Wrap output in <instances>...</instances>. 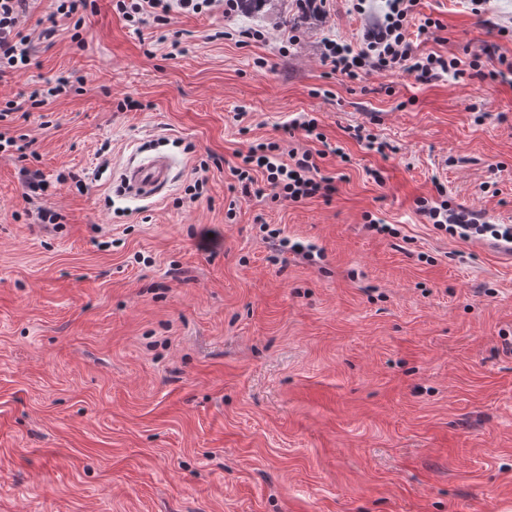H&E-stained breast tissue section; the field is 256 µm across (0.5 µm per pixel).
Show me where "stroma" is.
Returning a JSON list of instances; mask_svg holds the SVG:
<instances>
[{"label":"stroma","mask_w":512,"mask_h":512,"mask_svg":"<svg viewBox=\"0 0 512 512\" xmlns=\"http://www.w3.org/2000/svg\"><path fill=\"white\" fill-rule=\"evenodd\" d=\"M52 10L38 0L34 60L0 79L47 181L28 198L19 151L0 153V512H512V252L415 205L512 225V85L332 72L324 42H359L384 0L160 30L95 0L80 45L64 19L41 39ZM427 18L423 51L512 58V0H417L411 27ZM68 73L81 91L24 109ZM299 112L318 136L288 131ZM267 142L317 155L335 193L244 196L232 169ZM154 155L168 186L124 192ZM416 211L438 230H445L451 236L467 240L473 236L488 234L498 244L512 249L511 224H486L482 214L463 205L448 208V201H432L427 198L416 200Z\"/></svg>","instance_id":"1"}]
</instances>
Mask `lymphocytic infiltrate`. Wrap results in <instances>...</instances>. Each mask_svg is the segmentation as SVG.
I'll use <instances>...</instances> for the list:
<instances>
[{"label": "lymphocytic infiltrate", "mask_w": 512, "mask_h": 512, "mask_svg": "<svg viewBox=\"0 0 512 512\" xmlns=\"http://www.w3.org/2000/svg\"><path fill=\"white\" fill-rule=\"evenodd\" d=\"M37 0H0V76L30 66L33 45L24 35L21 21ZM415 0H387V10L375 20L364 34L360 45L331 40L325 43L323 58L332 72L348 79H360L369 71H402L421 84H428L444 76H459L465 70L476 75H487L493 80L512 79V59L498 56L492 70H485L484 59L492 48L480 45L468 59L444 57L435 53H419L412 36L428 33L434 20L425 19L417 29L410 31L409 18ZM224 7L232 11L234 0H116L115 8L136 25L167 26L174 10L199 12L202 7ZM262 172L264 186H257L255 172ZM232 174L241 184L243 193L263 196L272 189L274 198L299 202L317 195L329 196L336 187L332 177L322 175L319 165L309 152L291 153L289 161H282L276 143H260L250 147ZM417 211L436 229L466 240L474 236H491L503 247L512 249V225L485 223L480 212L459 205L449 207L447 202L419 198Z\"/></svg>", "instance_id": "1"}]
</instances>
